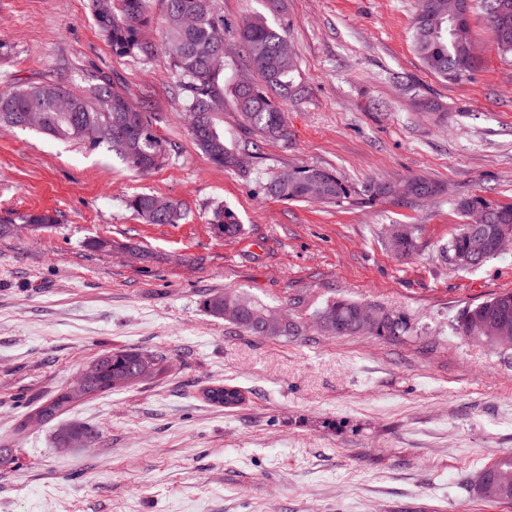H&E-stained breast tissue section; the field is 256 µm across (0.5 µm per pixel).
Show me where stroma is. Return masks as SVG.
<instances>
[{
  "label": "stroma",
  "mask_w": 512,
  "mask_h": 512,
  "mask_svg": "<svg viewBox=\"0 0 512 512\" xmlns=\"http://www.w3.org/2000/svg\"><path fill=\"white\" fill-rule=\"evenodd\" d=\"M216 0L228 26L286 21L307 95L286 107L287 140L264 142L251 176L210 163L191 138L163 44L166 0H148L149 55L113 52L90 0H0V90L57 81L73 91L111 77L143 107L169 152L141 173L106 148L0 130V218L57 222L0 237V512H512L464 482L512 451V357L461 336L459 309L512 291V250L462 270L440 249L463 224V198L512 202V57L482 16L469 78L429 73L412 44L418 0ZM438 101L415 108L403 84ZM336 170L354 188L424 176L429 200L340 205L285 201L269 172ZM182 206L146 224L128 198ZM231 209L243 233L210 219ZM418 230L396 258L387 238ZM102 247H92V240ZM231 288L308 317L348 297L405 317L401 336H249L205 314ZM159 351L164 377L83 401L34 426L33 405L74 385L112 348ZM242 403L211 405L214 383ZM93 427L83 448L60 425ZM211 221L215 232L224 237H235L242 232V224H239L235 214L226 207H216ZM203 396L212 405L224 408L234 407L243 399L242 391L238 387L223 383H215L208 387ZM97 432L90 426L73 423L60 429L57 441L62 448H73L85 445L88 440H95Z\"/></svg>",
  "instance_id": "obj_1"
}]
</instances>
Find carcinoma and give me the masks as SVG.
I'll return each instance as SVG.
<instances>
[{
	"label": "carcinoma",
	"instance_id": "1",
	"mask_svg": "<svg viewBox=\"0 0 512 512\" xmlns=\"http://www.w3.org/2000/svg\"><path fill=\"white\" fill-rule=\"evenodd\" d=\"M94 21L116 53L150 54L151 45L143 32L152 19L147 0H90ZM165 44L171 65L180 78L185 116L191 121L190 135L207 159L216 166L249 172L242 158L261 154V140L287 138L284 106L307 94V87L296 80L297 63L288 41L287 24L271 23L259 13L241 22L234 39L250 60L253 73L244 83L226 77V63L217 60L221 51L218 36L226 34L224 17L216 0H167ZM484 18L491 28L498 51L512 56V0H481ZM459 0H420L413 21V46L423 66L444 79L461 81L477 65L471 35L453 37L449 14ZM232 102L246 130L259 136L239 147L224 137V106ZM34 130L49 138L107 150L130 167L151 171L168 159V149L153 129L147 113L129 101L126 93L109 76H96L91 94L75 93L60 83L37 84L0 91V128ZM264 194L286 201H317L338 204L351 197L353 190L337 172L318 166H302L270 174L260 183ZM442 192L439 183L424 177L370 181L357 193L372 202L392 195L432 199ZM127 207L145 224H177L183 219L178 203L155 194H138ZM457 209L466 218L478 211L484 223L466 222L448 241L442 254L461 269L482 265L498 255L490 248L473 251L477 241L496 224L512 225V204H490L478 197L461 199ZM36 229L56 223L50 213L21 217ZM213 229L224 237L242 232L235 214L218 206L212 215ZM390 250L408 257L418 249L415 230L401 225V232L390 237ZM202 310L222 319L250 336L291 338L304 335L307 320L301 316L280 320V310L243 293L226 290L200 300ZM375 314V323L362 327L366 311ZM320 329L329 336H353L362 332L374 336H399L406 331L404 319L374 304L348 298L324 302L313 314ZM456 329L462 336L501 353L512 351V291L501 292L485 301L462 307L456 316ZM99 381L124 379L136 385L164 376L166 358L151 351L115 348L97 358ZM209 403L224 408L239 404L242 391L229 384L215 383L204 391ZM77 402L59 391L42 400L27 417L49 424L71 411ZM90 426L73 423L60 429L57 441L62 448H73L95 440ZM468 488L481 500L512 502V453L499 456L468 479Z\"/></svg>",
	"mask_w": 512,
	"mask_h": 512
}]
</instances>
